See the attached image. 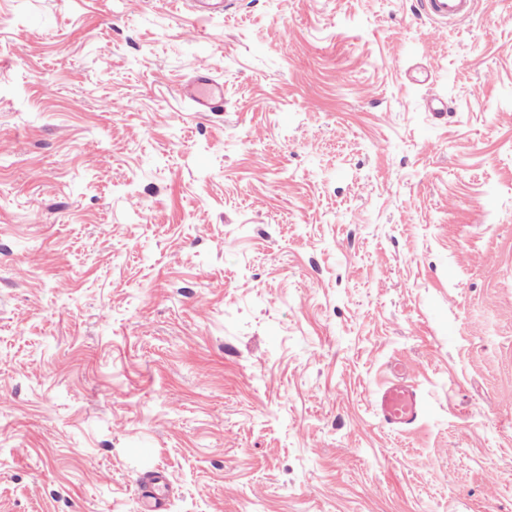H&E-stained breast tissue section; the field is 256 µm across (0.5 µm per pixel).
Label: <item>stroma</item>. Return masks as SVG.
Instances as JSON below:
<instances>
[{
    "label": "stroma",
    "mask_w": 512,
    "mask_h": 512,
    "mask_svg": "<svg viewBox=\"0 0 512 512\" xmlns=\"http://www.w3.org/2000/svg\"><path fill=\"white\" fill-rule=\"evenodd\" d=\"M157 473L167 512H512V0H0V512ZM426 17L439 27L464 21L474 10L476 0H421L417 2ZM192 78L184 84L179 95L196 112H217L224 109V84L214 75L209 64L196 66ZM371 408L378 422L393 431L411 428L426 410L421 395L404 380L379 386L372 394Z\"/></svg>",
    "instance_id": "35a3bbf8"
}]
</instances>
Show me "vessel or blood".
I'll list each match as a JSON object with an SVG mask.
<instances>
[{"mask_svg":"<svg viewBox=\"0 0 512 512\" xmlns=\"http://www.w3.org/2000/svg\"><path fill=\"white\" fill-rule=\"evenodd\" d=\"M475 5L476 0H420L427 18L442 28L464 21ZM179 95L197 112H217L224 108V85L208 64L193 68L191 79L180 88ZM371 408L378 422L393 431L411 428L426 410L421 395L404 380L379 386L372 394ZM142 485L145 512H165L166 478L156 475L143 480Z\"/></svg>","mask_w":512,"mask_h":512,"instance_id":"1","label":"vessel or blood"}]
</instances>
